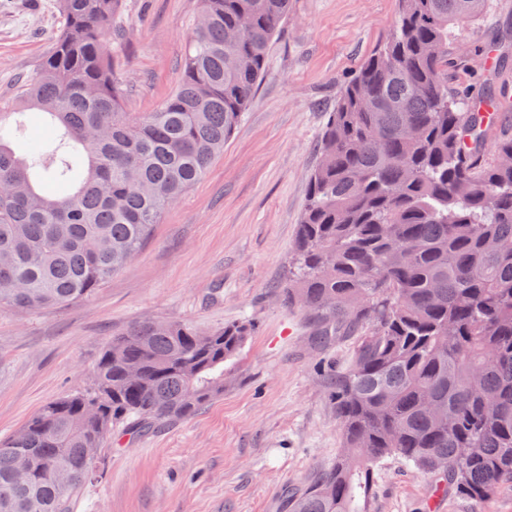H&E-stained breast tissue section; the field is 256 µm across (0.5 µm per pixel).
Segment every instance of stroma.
<instances>
[{
	"label": "stroma",
	"instance_id": "obj_1",
	"mask_svg": "<svg viewBox=\"0 0 512 512\" xmlns=\"http://www.w3.org/2000/svg\"><path fill=\"white\" fill-rule=\"evenodd\" d=\"M456 27L488 45L512 0ZM398 0H290L249 108L205 176L137 256L90 297L54 311L0 307V439L46 403L89 387L114 334L151 320L255 330L224 365V393L191 418L102 448L101 478L73 512H288L342 446L332 392L355 340L313 342L283 290L308 174L340 90L392 28ZM199 0H120L112 47L124 106L153 109L182 80ZM63 28L56 0H0V96L32 76ZM430 476L395 458L373 473L369 512H512V483L483 506L456 495L429 510Z\"/></svg>",
	"mask_w": 512,
	"mask_h": 512
}]
</instances>
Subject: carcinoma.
<instances>
[{"label": "carcinoma", "instance_id": "obj_1", "mask_svg": "<svg viewBox=\"0 0 512 512\" xmlns=\"http://www.w3.org/2000/svg\"><path fill=\"white\" fill-rule=\"evenodd\" d=\"M491 0H398L389 37L341 91L285 294L325 346L355 336L336 375L344 451L289 512H367L397 456L486 503L512 482V130L448 84L457 25ZM65 25L34 80L0 98V306L54 310L93 294L224 152L289 0H200L177 88L126 112L110 50L119 0H58ZM50 118L18 154L13 111ZM250 321L204 331L147 321L102 353L94 386L49 402L0 442V512H71L97 477L89 449L143 436L224 394ZM472 453L462 457L459 449Z\"/></svg>", "mask_w": 512, "mask_h": 512}]
</instances>
